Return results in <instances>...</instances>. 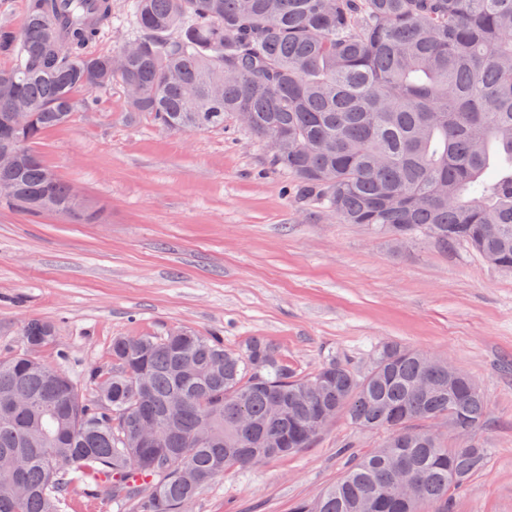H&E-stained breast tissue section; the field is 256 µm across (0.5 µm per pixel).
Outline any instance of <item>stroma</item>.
Returning a JSON list of instances; mask_svg holds the SVG:
<instances>
[{
  "instance_id": "obj_1",
  "label": "stroma",
  "mask_w": 512,
  "mask_h": 512,
  "mask_svg": "<svg viewBox=\"0 0 512 512\" xmlns=\"http://www.w3.org/2000/svg\"><path fill=\"white\" fill-rule=\"evenodd\" d=\"M35 149L101 218L0 207V357L25 349L33 318L57 331L41 360L80 382L109 362L114 337L176 328L232 349L264 338L303 374L333 356L362 372L377 346H412L469 374L491 408L474 435L488 463L451 512H512V272L462 244L340 223L234 119L163 130L127 112L117 86ZM383 438L336 419L311 447L228 470L190 512H294Z\"/></svg>"
}]
</instances>
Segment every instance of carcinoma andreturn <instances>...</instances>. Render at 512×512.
Wrapping results in <instances>:
<instances>
[{
    "label": "carcinoma",
    "instance_id": "1",
    "mask_svg": "<svg viewBox=\"0 0 512 512\" xmlns=\"http://www.w3.org/2000/svg\"><path fill=\"white\" fill-rule=\"evenodd\" d=\"M88 3L27 0L22 27L0 24L13 62L0 71V151L18 149L0 165L1 207L94 218L31 145L118 85L127 111L166 130L243 116L260 140L281 135L270 168L345 224L464 244L512 271V0H127L137 36L111 54L96 43L112 0ZM24 335L26 349L0 360V512H62L76 483L134 512H189L227 468L308 448L338 416L385 432L383 446L295 512H448L450 491L488 462L479 443L450 447L428 426L485 427L479 386L399 343L363 373L332 358L298 374L263 338L236 352L176 329L114 339L111 363L80 385L39 357L51 324L32 319ZM145 420L161 443L142 439Z\"/></svg>",
    "mask_w": 512,
    "mask_h": 512
}]
</instances>
